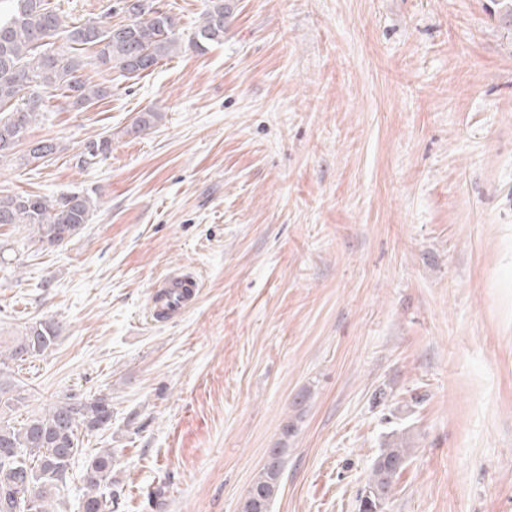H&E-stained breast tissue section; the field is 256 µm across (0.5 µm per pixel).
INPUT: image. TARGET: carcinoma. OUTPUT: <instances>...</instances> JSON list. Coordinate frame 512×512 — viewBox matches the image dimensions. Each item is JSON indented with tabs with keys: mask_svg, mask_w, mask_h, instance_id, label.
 <instances>
[{
	"mask_svg": "<svg viewBox=\"0 0 512 512\" xmlns=\"http://www.w3.org/2000/svg\"><path fill=\"white\" fill-rule=\"evenodd\" d=\"M13 9L0 17V161L17 153L26 131L46 112V100L57 95L71 99L82 109L108 95V90L83 75L84 53L95 64L122 76L153 70L160 61L181 49L178 19L155 9L156 0H122L126 24L105 25L95 19L68 25L51 0H13ZM233 10L230 0H209L203 21L191 45L197 51L224 39L226 20ZM39 96L34 109L22 103ZM111 139L102 137L86 144L78 158L85 167L110 151ZM98 203L89 194L73 193L61 200L37 194L0 193V225L26 224L35 240L61 246L87 224ZM60 334L51 321H39L0 349V512H57L55 501L69 480L79 448V428L92 431L109 422L112 399L90 400L67 395L45 412L20 423L13 415L25 406L21 385L4 372L7 361L24 362L47 352ZM412 448L398 437L380 450L367 488L370 500H360V512H382L396 476L408 463ZM273 461L257 473L241 512H270L283 475V451H271ZM112 451L96 453L86 464L83 478V512H110L119 507L121 491L112 477Z\"/></svg>",
	"mask_w": 512,
	"mask_h": 512,
	"instance_id": "carcinoma-1",
	"label": "carcinoma"
}]
</instances>
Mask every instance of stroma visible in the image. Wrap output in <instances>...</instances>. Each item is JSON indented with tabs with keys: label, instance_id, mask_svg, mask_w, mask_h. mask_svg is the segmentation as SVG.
Returning <instances> with one entry per match:
<instances>
[{
	"label": "stroma",
	"instance_id": "1",
	"mask_svg": "<svg viewBox=\"0 0 512 512\" xmlns=\"http://www.w3.org/2000/svg\"><path fill=\"white\" fill-rule=\"evenodd\" d=\"M123 20L119 0H53ZM223 42L187 41L207 0H161L181 51L107 97L51 101L0 192L98 207L66 245L0 225V338L61 327L12 365L27 405L112 399L60 512L111 449L118 512H241L269 449L271 512H359L388 441L413 454L385 512H512V26L492 0H234ZM158 119L142 134L140 112ZM102 136L107 157L78 155ZM193 271L178 321L152 285Z\"/></svg>",
	"mask_w": 512,
	"mask_h": 512
}]
</instances>
